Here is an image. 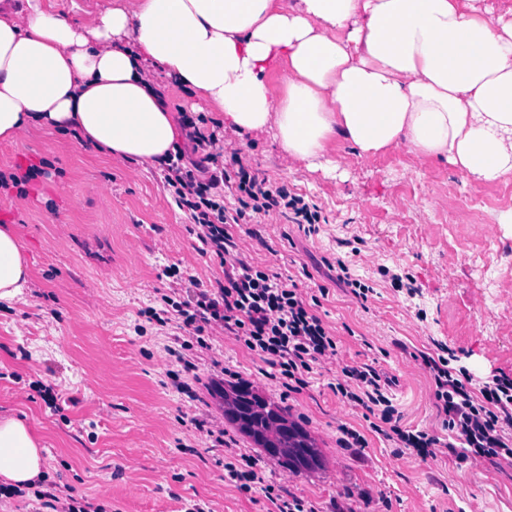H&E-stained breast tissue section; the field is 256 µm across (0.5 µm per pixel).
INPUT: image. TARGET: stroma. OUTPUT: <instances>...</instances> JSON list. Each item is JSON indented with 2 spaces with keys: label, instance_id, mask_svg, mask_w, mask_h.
Segmentation results:
<instances>
[{
  "label": "stroma",
  "instance_id": "1",
  "mask_svg": "<svg viewBox=\"0 0 512 512\" xmlns=\"http://www.w3.org/2000/svg\"><path fill=\"white\" fill-rule=\"evenodd\" d=\"M150 74L173 112L218 123L220 146L240 149L252 175L319 207L311 234L278 215L233 231L258 265L277 251L276 272L313 295L338 363L314 366L291 390L235 337L192 335L175 320L158 326L145 313L157 294L224 278L218 259L198 252L160 167L97 157L56 131L0 142L1 172L38 168L23 190L0 191V224L16 226L33 265L24 302L0 315V413L40 430L52 481L104 512H273L262 494L224 477L226 456L246 455L266 482L316 512H342L353 494L361 512H512V460L399 454L374 432L375 416L334 389L338 366H373L393 379L403 426L444 441L446 416L417 353L444 344L474 375L512 376V223L500 221L512 211V180L476 186L446 161L403 146L361 157L339 138L329 145L335 172L311 169L272 133L239 134L199 96ZM340 256L372 286L366 302L336 284ZM215 357L304 420L323 469L296 474L235 431L220 442L203 432L220 413L194 378ZM41 383L54 386L55 407ZM345 427L366 447H345Z\"/></svg>",
  "mask_w": 512,
  "mask_h": 512
}]
</instances>
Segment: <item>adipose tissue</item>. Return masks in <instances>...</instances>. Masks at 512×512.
<instances>
[{
    "label": "adipose tissue",
    "mask_w": 512,
    "mask_h": 512,
    "mask_svg": "<svg viewBox=\"0 0 512 512\" xmlns=\"http://www.w3.org/2000/svg\"><path fill=\"white\" fill-rule=\"evenodd\" d=\"M151 65L311 166L338 137L363 157L403 145L447 160L478 186L512 179V5L488 0H112L82 25L53 0H0V141L60 129L163 165L184 134ZM32 277L0 224V303ZM42 450L36 428L1 415L0 485L30 494L47 477Z\"/></svg>",
    "instance_id": "obj_1"
}]
</instances>
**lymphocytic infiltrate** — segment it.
<instances>
[{"instance_id": "lymphocytic-infiltrate-1", "label": "lymphocytic infiltrate", "mask_w": 512, "mask_h": 512, "mask_svg": "<svg viewBox=\"0 0 512 512\" xmlns=\"http://www.w3.org/2000/svg\"><path fill=\"white\" fill-rule=\"evenodd\" d=\"M186 124L196 157L189 160L181 152L169 157L164 187L176 206L189 214L202 252L219 259L224 281L214 288L195 283L191 300L178 302L164 294L161 303L181 318L182 329L235 336L285 378L336 363V336L307 305L297 283L255 264L229 230L230 225L273 214L312 227L321 220L316 206L251 176L240 150L217 151L215 133L204 132L191 118ZM228 192L235 196L236 206L226 205ZM421 364L447 417L451 438L445 443L424 431L404 430L395 422L388 396L393 380L372 366L342 367L335 389L347 401L380 413L386 425L383 435L397 440L398 453L425 461L436 458L441 447L457 459H512V377L494 374L476 379L466 368H450L448 359L428 354L422 355ZM227 471L230 479L243 482L245 490L260 491L276 512H306L302 500L287 499L256 470L240 471L231 465Z\"/></svg>"}]
</instances>
